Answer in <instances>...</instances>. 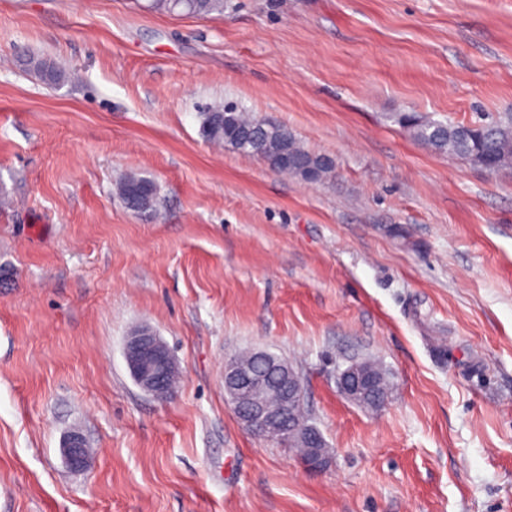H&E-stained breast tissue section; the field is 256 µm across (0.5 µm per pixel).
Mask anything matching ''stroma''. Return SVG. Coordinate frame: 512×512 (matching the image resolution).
<instances>
[{
	"mask_svg": "<svg viewBox=\"0 0 512 512\" xmlns=\"http://www.w3.org/2000/svg\"><path fill=\"white\" fill-rule=\"evenodd\" d=\"M225 105L333 177L214 147ZM404 112L512 114V0H0V512H512V170ZM129 174L155 211L114 196ZM138 326L179 365L168 400L128 369ZM247 348L301 375L321 470L239 424ZM355 360L388 372L382 409L340 393ZM151 4L156 11L175 12V9L182 8L189 13L204 16L224 13V0H152ZM143 185H149V192H148V195L146 196V204H145V209H144V211H147V210L151 209L154 201L150 205H148L147 202H148V200L152 201L155 199L156 191H157L156 186L154 185V183L151 180H149L147 178L135 177V176L125 178L123 181H122V179H120L115 185V192L118 195V197L123 201V203L126 204L127 198L129 196V194L131 193V191L135 187H140ZM62 448L63 454L72 468L80 469L84 467L88 457V449L85 440L79 433H71Z\"/></svg>",
	"mask_w": 512,
	"mask_h": 512,
	"instance_id": "1",
	"label": "stroma"
}]
</instances>
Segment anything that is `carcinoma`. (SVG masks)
Masks as SVG:
<instances>
[{"label":"carcinoma","mask_w":512,"mask_h":512,"mask_svg":"<svg viewBox=\"0 0 512 512\" xmlns=\"http://www.w3.org/2000/svg\"><path fill=\"white\" fill-rule=\"evenodd\" d=\"M151 4L156 11L172 12L182 8L204 16L224 13V0H151ZM26 65L49 84L56 85L66 77L65 72L55 65L47 69L33 66L29 61ZM220 114L224 116L222 121L218 119ZM220 114L204 113L202 133L207 140L266 161L286 145L289 154L306 157L317 165L318 181L327 179L332 173V164L322 162L321 158L302 148L288 130L252 118L232 106ZM403 123L415 139L440 154L469 162L482 158L493 166L500 165L503 170L512 167V116L478 125H464L422 121L414 115H405ZM143 185L149 186L146 199L154 200L156 186L143 177L132 176L118 181L115 192L125 202L134 188Z\"/></svg>","instance_id":"cac0c4a2"}]
</instances>
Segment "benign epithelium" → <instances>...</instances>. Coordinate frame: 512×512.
Here are the masks:
<instances>
[{
  "label": "benign epithelium",
  "mask_w": 512,
  "mask_h": 512,
  "mask_svg": "<svg viewBox=\"0 0 512 512\" xmlns=\"http://www.w3.org/2000/svg\"><path fill=\"white\" fill-rule=\"evenodd\" d=\"M252 354L269 360L273 378L287 384L284 403L305 409V386L300 374L287 361L271 359L265 350H254ZM124 356L134 381L143 391L159 399L167 397L168 382L178 371V364L160 336L148 327L134 329L126 337ZM337 383L348 400L371 409L382 407L387 399L380 381L357 362L339 371ZM269 384V380L257 377L251 365L238 357L224 364V394L233 404L241 426L254 436L284 441L290 448L296 447L298 441L304 442L311 452L307 467L322 468L328 461L323 435L307 419L285 425L282 409L270 406L265 397ZM63 454L72 468L84 467L88 449L83 437L76 432L70 434Z\"/></svg>",
  "instance_id": "7a95c632"
}]
</instances>
